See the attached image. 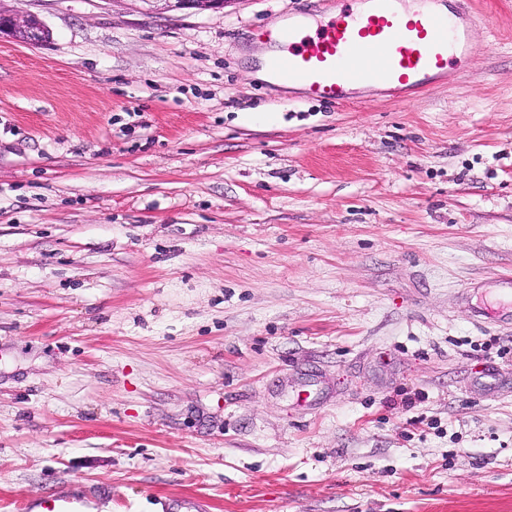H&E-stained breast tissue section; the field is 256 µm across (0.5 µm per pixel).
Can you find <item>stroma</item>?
I'll return each instance as SVG.
<instances>
[{
    "mask_svg": "<svg viewBox=\"0 0 512 512\" xmlns=\"http://www.w3.org/2000/svg\"><path fill=\"white\" fill-rule=\"evenodd\" d=\"M405 105L258 75L329 0H9L0 512H512V0ZM270 112L266 125L243 121ZM2 2V1H1ZM0 2V40L10 39L32 45L47 43V27L35 14L19 16L5 10ZM151 9L156 11L169 12L177 10H194L203 12L206 10L223 9L225 4L231 0H141ZM81 497L64 492L27 498L22 502L23 512H84Z\"/></svg>",
    "mask_w": 512,
    "mask_h": 512,
    "instance_id": "1",
    "label": "stroma"
}]
</instances>
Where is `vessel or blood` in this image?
Returning a JSON list of instances; mask_svg holds the SVG:
<instances>
[{
  "instance_id": "vessel-or-blood-1",
  "label": "vessel or blood",
  "mask_w": 512,
  "mask_h": 512,
  "mask_svg": "<svg viewBox=\"0 0 512 512\" xmlns=\"http://www.w3.org/2000/svg\"><path fill=\"white\" fill-rule=\"evenodd\" d=\"M366 11L338 6L309 31L304 14L267 33L273 78L298 86L307 97L335 106L354 89L382 88L407 103L466 63L471 10L467 0H445L443 9L402 12L397 0H369ZM81 497L56 492L25 499L22 512H83Z\"/></svg>"
}]
</instances>
